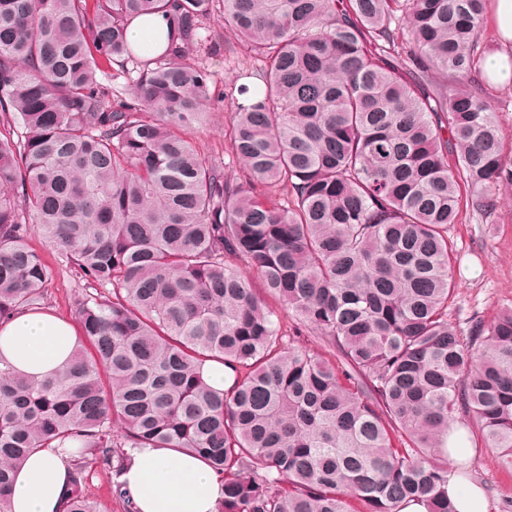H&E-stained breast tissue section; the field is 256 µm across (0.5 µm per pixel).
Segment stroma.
Listing matches in <instances>:
<instances>
[{
    "mask_svg": "<svg viewBox=\"0 0 512 512\" xmlns=\"http://www.w3.org/2000/svg\"><path fill=\"white\" fill-rule=\"evenodd\" d=\"M213 39L193 47L191 60H203L213 71L211 94L213 108L207 122L190 128L200 149L226 162L228 177L239 174L238 165L228 164L229 142L224 131L234 110L232 88L241 72L255 67L247 47L230 31L215 27ZM460 271L459 289L449 317L459 327H467L471 318L491 320L499 309L512 303V189L503 195L502 205L488 217L470 216L452 225ZM30 247L39 251L49 268V307L60 317L75 321L72 297L83 286L79 275L61 251L50 247L38 225H31ZM472 472L461 478V487L478 486L489 503V512H512V472L501 471L491 449L475 446L470 458Z\"/></svg>",
    "mask_w": 512,
    "mask_h": 512,
    "instance_id": "stroma-1",
    "label": "stroma"
}]
</instances>
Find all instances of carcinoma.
Returning <instances> with one entry per match:
<instances>
[{"label": "carcinoma", "mask_w": 512, "mask_h": 512, "mask_svg": "<svg viewBox=\"0 0 512 512\" xmlns=\"http://www.w3.org/2000/svg\"><path fill=\"white\" fill-rule=\"evenodd\" d=\"M212 2L0 0V326L50 299L29 225L84 281L68 361L0 366V512L38 448L72 449L66 512H98L89 478L121 490L135 448L203 458L221 512H456L460 429L512 472V305L448 319L449 226L512 187L474 78L488 0H222L259 62L226 132L239 180L180 132L210 101L186 55ZM167 12L178 36L136 52L128 22ZM125 61L124 95L99 76Z\"/></svg>", "instance_id": "obj_1"}]
</instances>
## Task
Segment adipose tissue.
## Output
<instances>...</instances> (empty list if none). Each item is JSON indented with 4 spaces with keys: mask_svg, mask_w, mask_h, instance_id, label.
Here are the masks:
<instances>
[{
    "mask_svg": "<svg viewBox=\"0 0 512 512\" xmlns=\"http://www.w3.org/2000/svg\"><path fill=\"white\" fill-rule=\"evenodd\" d=\"M489 22L495 40L482 71L497 86H512V0H493ZM80 340L78 329L51 311L25 312L0 326V355L20 372L42 378L57 371ZM68 457L34 451L18 469L7 512H63ZM137 512H219L220 477L194 454L171 448H137L120 477Z\"/></svg>",
    "mask_w": 512,
    "mask_h": 512,
    "instance_id": "ef3b65f1",
    "label": "adipose tissue"
}]
</instances>
